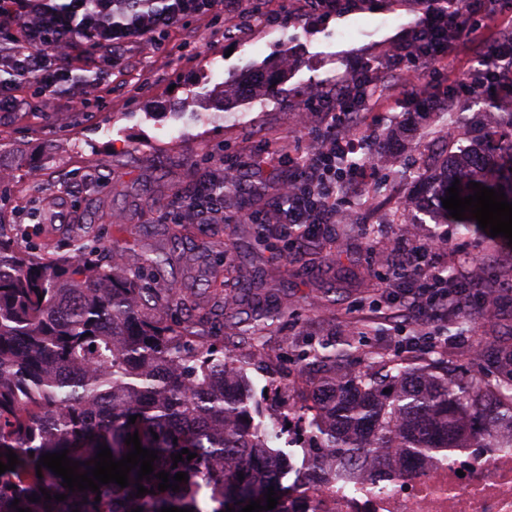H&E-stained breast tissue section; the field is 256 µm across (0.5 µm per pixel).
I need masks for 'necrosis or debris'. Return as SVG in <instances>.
Returning <instances> with one entry per match:
<instances>
[{"label": "necrosis or debris", "instance_id": "obj_1", "mask_svg": "<svg viewBox=\"0 0 512 512\" xmlns=\"http://www.w3.org/2000/svg\"><path fill=\"white\" fill-rule=\"evenodd\" d=\"M287 512H512V448H464L404 476L393 449L314 486L306 462L281 458Z\"/></svg>", "mask_w": 512, "mask_h": 512}]
</instances>
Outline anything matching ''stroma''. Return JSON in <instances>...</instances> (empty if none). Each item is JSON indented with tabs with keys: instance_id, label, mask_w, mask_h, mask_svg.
Instances as JSON below:
<instances>
[{
	"instance_id": "obj_1",
	"label": "stroma",
	"mask_w": 512,
	"mask_h": 512,
	"mask_svg": "<svg viewBox=\"0 0 512 512\" xmlns=\"http://www.w3.org/2000/svg\"><path fill=\"white\" fill-rule=\"evenodd\" d=\"M421 20L412 0H351L332 13L304 12L300 0H224L222 23L187 21L183 31L165 36V52L133 45L119 61L73 70L51 110H43L37 84H25L20 113L0 118V168L14 174L0 185L7 220L0 233L35 254L56 256L68 254L80 236L118 250L131 265L164 225L179 223L195 176L208 172L224 179V210L238 221L209 220L197 234L201 249L174 260L163 282L195 303L214 263L205 244L224 240L225 262L240 278L227 290L236 304L216 309L213 332L245 369L265 422L276 421L278 408L303 405L322 375L313 349L344 339L354 352L337 362L340 373L370 369L380 357L424 370L442 356L453 378L497 379L512 369V247L485 230L468 235L435 223L430 213L450 150L472 144L479 126L512 120L495 99L469 97L444 72L430 82L440 98H453L451 111L416 112L411 94L388 109L364 93L369 119L361 131L371 169L366 179L337 183L336 201L353 210L354 220L320 225L309 244L321 260L303 265L286 258L287 238L269 250L245 231L249 220L281 212L282 185L302 180L305 161L320 146L314 131L339 110L332 96L337 79L388 62L395 40ZM280 56L288 69L276 94L223 102L222 85ZM100 71L112 74L111 96L91 102L90 113L72 111L74 97ZM312 81L325 99L302 127L297 111ZM21 153L39 164L38 180L19 166ZM40 209L61 222L39 229ZM406 224L417 226L416 242L447 239L432 259L436 270L480 265L467 310L472 329L454 326L446 311L414 306L417 284L393 245ZM264 303L288 313L266 339L270 364L261 371L235 330Z\"/></svg>"
}]
</instances>
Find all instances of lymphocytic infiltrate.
<instances>
[{"label": "lymphocytic infiltrate", "mask_w": 512, "mask_h": 512, "mask_svg": "<svg viewBox=\"0 0 512 512\" xmlns=\"http://www.w3.org/2000/svg\"><path fill=\"white\" fill-rule=\"evenodd\" d=\"M424 16L421 26L411 29L393 49V86L382 87L372 68L339 80L342 112L357 109L363 87L378 89L388 103L405 97L412 84L424 108L434 110L436 97L422 72L450 69L461 51L472 54L474 63L485 66L488 77L501 83L512 80V39L494 38L490 27L496 15V0H417ZM224 14V0H0V67L9 77L0 81V112L16 108L14 90L36 81L42 88L44 109H51L72 65L101 56L117 58L128 46L148 43L161 50V35L190 19L217 18ZM494 42L492 55H484L487 42ZM356 131L346 122L333 123L320 131L321 146L306 164L303 187L288 185V221L306 223L311 216L327 217L336 205L333 185L336 160L347 152ZM398 249L409 252L410 273L420 281L418 298L427 305L453 310L469 306L463 286L473 276L461 269L441 281L430 275L423 260L442 244L423 245L401 241Z\"/></svg>", "instance_id": "f902f5d3"}]
</instances>
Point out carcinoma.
I'll return each instance as SVG.
<instances>
[{
	"mask_svg": "<svg viewBox=\"0 0 512 512\" xmlns=\"http://www.w3.org/2000/svg\"><path fill=\"white\" fill-rule=\"evenodd\" d=\"M274 89L275 83L250 72L238 90L224 89L222 95L243 102ZM483 138L454 153L441 198L457 180L462 197L472 194L476 182L504 190L512 202V120ZM194 187L204 219L212 204L224 200V185L200 173ZM247 233L263 247L274 239L269 224H249ZM190 242L186 234L169 232L127 266L105 260L81 238L73 243L76 258L34 257L0 239V462L8 463L10 450L18 456L15 470L0 474V512H240L251 501L266 505L265 486L278 481L279 455L254 423L259 407L250 404L243 380L224 378V345L211 336L209 303L190 306L179 289L150 286L151 272ZM205 282L208 297H224L217 268ZM284 316L277 307L260 309L239 333L258 351ZM348 355L350 349L328 344L312 353L326 366L314 401L318 421L309 434L316 479L338 465L356 466L388 445L407 461L467 448L483 430L481 415L493 424L512 423V374L462 392L446 376L382 358L380 372L342 384L336 360ZM134 433L158 459L150 479L137 481L134 468L125 488L109 483L98 494L71 491L62 477L39 465L41 456L66 449L68 458L80 462L81 475L103 444L113 460H121L133 449L125 439ZM184 448L196 457L184 454V461L173 463L171 455ZM161 471L172 477L185 472L188 482H180L175 493L160 492L155 474ZM139 484L149 489L141 497ZM43 488L66 500H45ZM32 495L39 501L28 500Z\"/></svg>",
	"mask_w": 512,
	"mask_h": 512,
	"instance_id": "1",
	"label": "carcinoma"
}]
</instances>
